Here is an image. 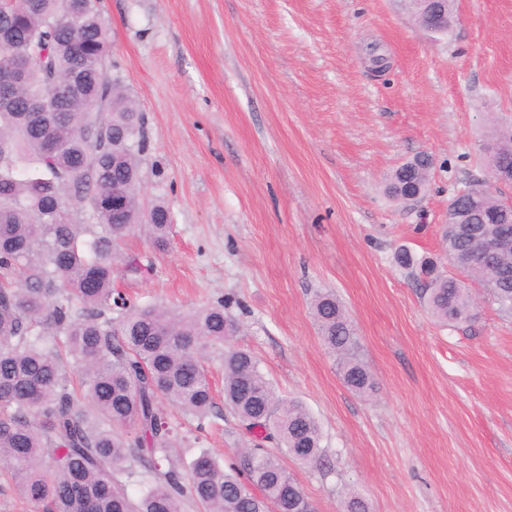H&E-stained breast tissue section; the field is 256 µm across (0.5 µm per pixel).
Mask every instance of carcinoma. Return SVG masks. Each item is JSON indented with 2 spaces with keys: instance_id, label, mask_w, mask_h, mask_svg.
I'll return each mask as SVG.
<instances>
[{
  "instance_id": "obj_1",
  "label": "carcinoma",
  "mask_w": 512,
  "mask_h": 512,
  "mask_svg": "<svg viewBox=\"0 0 512 512\" xmlns=\"http://www.w3.org/2000/svg\"><path fill=\"white\" fill-rule=\"evenodd\" d=\"M111 48L95 0H0V56L26 72L9 89L11 104L0 102V466L46 512H314L280 459L258 444L227 469L205 450L187 465L174 451L171 410L200 427L213 415L206 362L225 342L224 404L296 462L323 459L316 418L277 397L252 354L231 346L238 327L224 301L181 312L136 306L113 288L117 273L148 270L115 246L139 231L163 249L171 224L163 205H142V115L103 66L100 53ZM40 100L50 111H28ZM495 151L512 154V123L493 129L483 155L489 170ZM428 168L398 167L387 193L401 202L425 192ZM115 189L127 208L98 217ZM455 198L441 232L448 263L512 318V249L489 262L477 255L512 232L490 220L502 199L478 179ZM67 213L86 221L73 224ZM394 262L421 282L434 317L456 324L475 316L477 297L436 258L399 248ZM311 310L344 384L371 395L374 376L344 304L324 290Z\"/></svg>"
}]
</instances>
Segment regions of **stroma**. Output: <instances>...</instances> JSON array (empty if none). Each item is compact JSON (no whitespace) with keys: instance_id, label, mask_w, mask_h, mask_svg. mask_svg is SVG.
I'll return each instance as SVG.
<instances>
[{"instance_id":"obj_1","label":"stroma","mask_w":512,"mask_h":512,"mask_svg":"<svg viewBox=\"0 0 512 512\" xmlns=\"http://www.w3.org/2000/svg\"><path fill=\"white\" fill-rule=\"evenodd\" d=\"M112 78L143 114L141 193L170 243L115 288L188 311L217 300L277 396L318 420L326 463L288 462L315 512L350 494L369 512H512V320L485 304L448 325L393 261L439 253L456 186L486 175L481 144L512 121V0H456L448 34L405 0H97ZM425 154L428 190L388 198ZM329 288L356 325L376 391L342 382L318 338ZM223 348L207 364L215 416L175 414L179 453L222 466L254 438L223 405Z\"/></svg>"}]
</instances>
